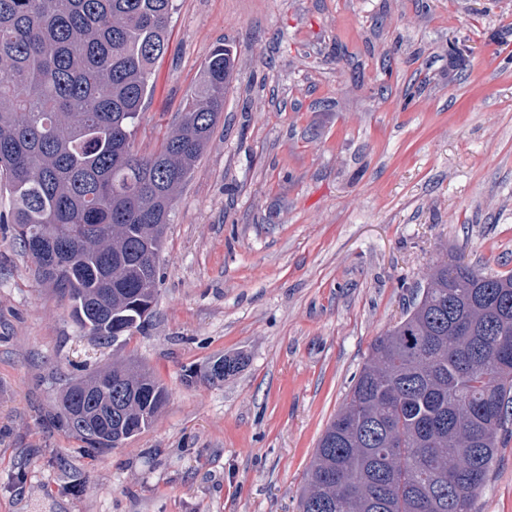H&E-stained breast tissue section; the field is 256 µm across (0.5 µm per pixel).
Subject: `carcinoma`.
<instances>
[{
  "label": "carcinoma",
  "instance_id": "1",
  "mask_svg": "<svg viewBox=\"0 0 512 512\" xmlns=\"http://www.w3.org/2000/svg\"><path fill=\"white\" fill-rule=\"evenodd\" d=\"M173 0H0V213L84 335L116 341L155 304L177 193L209 141L236 56L216 47L161 149L133 137ZM512 273L435 266L369 358L313 453L299 512H471L512 424ZM82 376L53 424L91 450L141 432L167 393L137 366L112 393ZM87 415L85 428L73 417ZM351 488L339 500L336 487Z\"/></svg>",
  "mask_w": 512,
  "mask_h": 512
}]
</instances>
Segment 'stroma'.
Wrapping results in <instances>:
<instances>
[{
    "instance_id": "35a3bbf8",
    "label": "stroma",
    "mask_w": 512,
    "mask_h": 512,
    "mask_svg": "<svg viewBox=\"0 0 512 512\" xmlns=\"http://www.w3.org/2000/svg\"><path fill=\"white\" fill-rule=\"evenodd\" d=\"M134 147L238 71L173 207L154 314L99 346L0 228V512H298L373 340L437 263L512 273V0H175ZM460 50L449 53V43ZM223 382L185 378L217 357ZM116 363L168 391L88 453L49 416ZM472 512H512V432Z\"/></svg>"
}]
</instances>
